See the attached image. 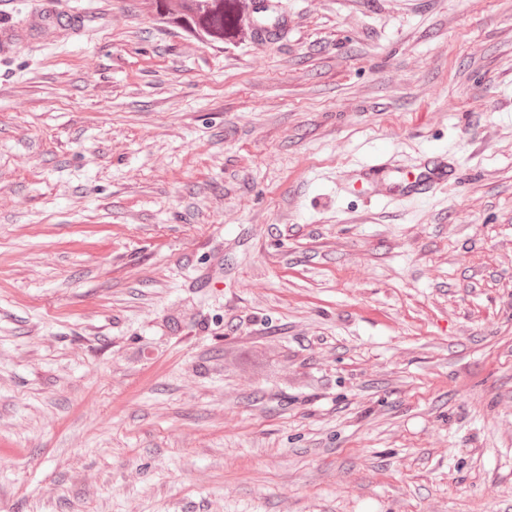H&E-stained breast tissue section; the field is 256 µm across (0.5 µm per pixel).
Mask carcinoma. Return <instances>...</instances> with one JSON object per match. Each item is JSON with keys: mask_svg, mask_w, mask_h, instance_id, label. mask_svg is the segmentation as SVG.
Returning <instances> with one entry per match:
<instances>
[{"mask_svg": "<svg viewBox=\"0 0 512 512\" xmlns=\"http://www.w3.org/2000/svg\"><path fill=\"white\" fill-rule=\"evenodd\" d=\"M152 2L160 18L173 24L187 19L191 23L189 32H201L215 43L224 41V34L238 20V0H183L179 9L171 7V0Z\"/></svg>", "mask_w": 512, "mask_h": 512, "instance_id": "obj_1", "label": "carcinoma"}]
</instances>
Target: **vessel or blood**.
Segmentation results:
<instances>
[{
    "instance_id": "1",
    "label": "vessel or blood",
    "mask_w": 512,
    "mask_h": 512,
    "mask_svg": "<svg viewBox=\"0 0 512 512\" xmlns=\"http://www.w3.org/2000/svg\"><path fill=\"white\" fill-rule=\"evenodd\" d=\"M26 39L24 30L5 22L0 23V53L13 52ZM358 176L379 195L422 197L446 183L449 170L444 160L427 157L415 165L413 173L407 174L378 158L361 169Z\"/></svg>"
}]
</instances>
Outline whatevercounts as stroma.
I'll use <instances>...</instances> for the list:
<instances>
[{
	"mask_svg": "<svg viewBox=\"0 0 512 512\" xmlns=\"http://www.w3.org/2000/svg\"><path fill=\"white\" fill-rule=\"evenodd\" d=\"M278 11L0 0V512H512V0ZM155 11L162 19L178 24L183 19L191 23L188 33L202 32L208 40L220 43L224 34L238 20V0H183L180 9L171 7V0H152ZM27 39V33L5 22L0 23V53L13 52L18 46ZM415 172L404 173L392 167L381 157L376 158L356 175L370 185L375 195L422 197L448 181V164L437 157H426L414 167Z\"/></svg>",
	"mask_w": 512,
	"mask_h": 512,
	"instance_id": "stroma-1",
	"label": "stroma"
}]
</instances>
